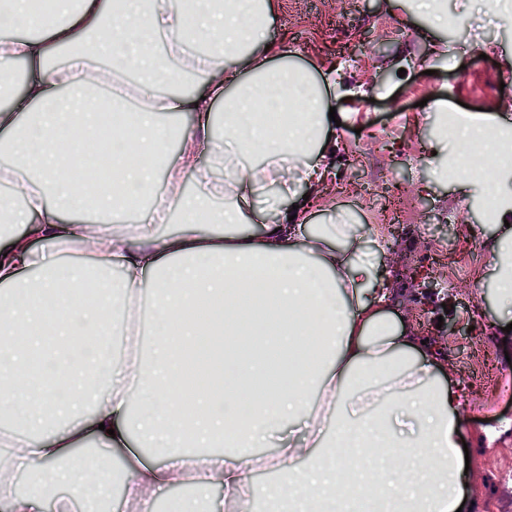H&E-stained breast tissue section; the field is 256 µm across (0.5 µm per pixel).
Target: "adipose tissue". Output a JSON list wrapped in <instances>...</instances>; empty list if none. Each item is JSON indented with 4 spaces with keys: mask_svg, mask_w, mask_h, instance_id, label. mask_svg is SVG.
Listing matches in <instances>:
<instances>
[{
    "mask_svg": "<svg viewBox=\"0 0 512 512\" xmlns=\"http://www.w3.org/2000/svg\"><path fill=\"white\" fill-rule=\"evenodd\" d=\"M275 0H199L194 12L147 0H54L50 13L29 0H9L25 36L0 41V62L22 59L27 78L8 83L0 113V146L8 153L0 179L24 169L15 188L26 204L0 199V226L23 225L0 251V406L20 441L0 452V512H236L263 500L267 512H457L465 480L455 455L461 436V391L388 307L380 275L383 250L357 248L350 212L315 233L307 207L291 210L297 187L319 191L328 177L329 133L346 113L330 117L328 80L289 64L287 45L268 44ZM166 38V52L157 49ZM120 52L137 71L127 95L130 139L115 152L130 155L114 186L84 200L67 170L71 120L81 116L83 139L94 149L114 71L96 66ZM180 60L172 71L170 57ZM203 77L197 91L175 90L181 76ZM224 112L216 135L213 114ZM286 113L278 125L268 111ZM195 116L180 131L176 159L157 161L171 118ZM512 133V116L466 115L432 137L426 163L448 168V143L481 144ZM209 157L220 177L210 190L188 195L184 175L207 180ZM164 192L179 214L174 233L129 224L126 193L155 199ZM224 209L208 211L211 195ZM493 282L512 305V206L496 205ZM123 272L113 276L114 263ZM39 279H30V271ZM97 281V301L80 296ZM152 292L151 344L120 337L122 358L103 341L116 318L138 321L142 289ZM248 292L254 305L242 304ZM217 306L223 327L224 394L195 389L191 405L177 390L184 360L203 326L187 315ZM52 361L45 382L30 376L33 359ZM197 424L186 431L185 418ZM123 450L126 475L112 497L110 464L83 454L87 440ZM273 445L272 466L288 477L255 484L252 449ZM370 458L372 470L353 472ZM29 475L18 491L17 472ZM193 481L204 499L173 497L172 485ZM66 494H58V487ZM218 487L222 496L211 495Z\"/></svg>",
    "mask_w": 512,
    "mask_h": 512,
    "instance_id": "ef3b65f1",
    "label": "adipose tissue"
}]
</instances>
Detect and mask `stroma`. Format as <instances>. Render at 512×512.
<instances>
[{
	"mask_svg": "<svg viewBox=\"0 0 512 512\" xmlns=\"http://www.w3.org/2000/svg\"><path fill=\"white\" fill-rule=\"evenodd\" d=\"M448 26L422 27L407 0H278L269 41L287 42L294 60L316 72L337 69L336 109L352 118L337 130L334 176L312 208L317 224L349 210L367 249L392 224L391 269L411 268L416 281L399 288V314L423 336L437 323L471 331L449 337L452 376L462 388V441L471 512H512V335L498 327L500 308L486 243L494 233L478 187L461 188L423 162L440 97L452 112L512 114V20L497 0H444ZM370 32L374 47L355 45Z\"/></svg>",
	"mask_w": 512,
	"mask_h": 512,
	"instance_id": "35a3bbf8",
	"label": "stroma"
}]
</instances>
